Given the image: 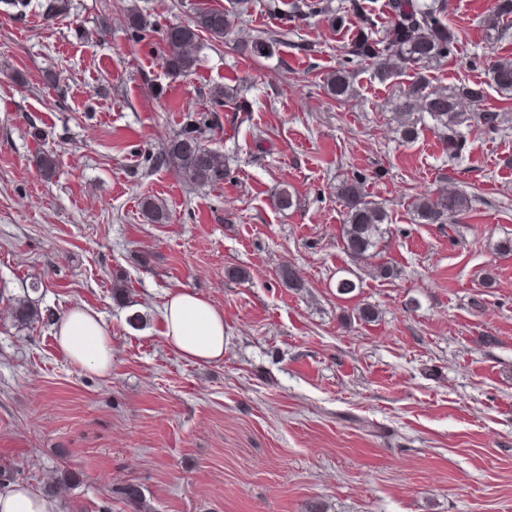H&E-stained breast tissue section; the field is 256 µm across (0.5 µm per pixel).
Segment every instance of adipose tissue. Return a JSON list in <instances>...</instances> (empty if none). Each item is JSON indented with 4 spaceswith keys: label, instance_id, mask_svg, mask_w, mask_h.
<instances>
[{
    "label": "adipose tissue",
    "instance_id": "obj_1",
    "mask_svg": "<svg viewBox=\"0 0 512 512\" xmlns=\"http://www.w3.org/2000/svg\"><path fill=\"white\" fill-rule=\"evenodd\" d=\"M163 338L183 358L208 364L224 357V314L190 289L171 291L163 305ZM59 349L83 369H112V337L100 313L76 308L55 325ZM0 512H58L56 501L23 483L0 488Z\"/></svg>",
    "mask_w": 512,
    "mask_h": 512
}]
</instances>
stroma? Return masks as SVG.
Wrapping results in <instances>:
<instances>
[{"label": "stroma", "instance_id": "stroma-1", "mask_svg": "<svg viewBox=\"0 0 512 512\" xmlns=\"http://www.w3.org/2000/svg\"><path fill=\"white\" fill-rule=\"evenodd\" d=\"M44 2L18 19L0 10V466L38 492L69 475L65 500L88 512H512V254L493 249L512 236V96L488 75L512 59V36L487 38L492 0H449L458 53L421 71L480 85L483 107L509 117L498 134L463 128L455 160L431 120L409 143L397 131L414 70L382 83L358 62L352 100L325 93L354 23L248 0L241 30L202 39L196 72L174 76L159 35L135 41L126 10L160 34L190 20L184 0H71L57 20ZM262 32L280 44L251 57L242 44ZM230 81L251 108H221L208 141L230 175L187 186L162 161L166 143ZM354 172L388 210L378 259L398 273L362 274L340 299L337 279L357 267L336 185ZM284 184L288 210L272 204ZM444 185L470 209L452 230L416 223L414 199ZM146 197L165 221L146 217ZM284 264L300 290L279 283ZM178 288L223 311L222 360L165 344L161 310ZM25 295L45 323L13 320L8 301ZM364 303L377 321L352 319ZM76 307L106 322L108 374L56 346L54 320ZM125 485L142 508L118 495Z\"/></svg>", "mask_w": 512, "mask_h": 512}]
</instances>
